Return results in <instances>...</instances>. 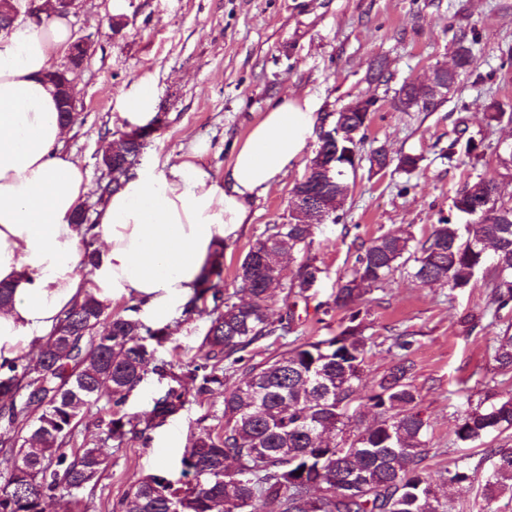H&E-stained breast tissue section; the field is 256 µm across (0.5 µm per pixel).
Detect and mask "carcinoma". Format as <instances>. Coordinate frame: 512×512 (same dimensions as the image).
<instances>
[{"label": "carcinoma", "mask_w": 512, "mask_h": 512, "mask_svg": "<svg viewBox=\"0 0 512 512\" xmlns=\"http://www.w3.org/2000/svg\"><path fill=\"white\" fill-rule=\"evenodd\" d=\"M455 85L459 74L473 67L472 44L455 39ZM371 120L369 112H339L337 124L357 131L355 139L322 149L333 158L336 179L321 183L315 174L302 186L328 206L326 220L336 223V196L346 197L347 179L356 174L361 145ZM458 131L454 148L480 157L482 142ZM370 168L395 165L412 173L421 158L404 154L392 160L385 148L372 151ZM456 212L472 218L433 225L418 245L412 238L381 235L361 244L351 272L338 284L337 307L346 312L341 330L318 341L297 339L281 354L254 363L250 347L286 331L283 320L269 317L273 290L284 293L288 322L294 321L297 299H308L322 269L310 255L312 227L293 217L267 225L239 263L235 279L249 300L237 303L224 293L218 279L223 264L217 258L203 269L190 306L184 313L210 302V325L182 375L154 401L144 419L125 410L127 401L146 376L167 373L166 364L152 365L155 346L169 340L172 327L150 330L138 317V306L112 313L109 305L86 293L60 319L38 347L6 365L0 373V512H45L51 500L59 512H98L97 489L112 466L96 445L70 452L82 416L110 389L102 407L107 416L104 438L122 446L160 426L189 401L203 403L215 392L223 395L219 411L197 420V433L182 457L183 473L192 476L185 490L173 488L160 474L131 484L112 512H446L424 466L428 454V425L418 410L413 383L414 364L406 356L381 376L367 404L373 424L358 433L350 430L364 374L371 337L364 335L361 304L373 289L389 282L395 272L411 266L414 280L464 289L483 273L487 304L483 316L500 318L512 303V200L499 183L480 178L454 198ZM89 225L83 241L82 265L93 263L99 233ZM296 263L292 279H279L280 258ZM495 361L512 370V324L495 339ZM193 385L189 393L181 382ZM512 429V394L487 406L466 411L455 430V442L470 445L493 432ZM349 435V454H338L336 438ZM485 476V499H512V448L491 450ZM353 479L355 493L336 495V486ZM444 482L470 483L465 467L446 471Z\"/></svg>", "instance_id": "1"}]
</instances>
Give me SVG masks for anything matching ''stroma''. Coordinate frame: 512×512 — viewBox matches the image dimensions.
I'll list each match as a JSON object with an SVG mask.
<instances>
[{
  "mask_svg": "<svg viewBox=\"0 0 512 512\" xmlns=\"http://www.w3.org/2000/svg\"><path fill=\"white\" fill-rule=\"evenodd\" d=\"M116 17L123 18L122 29L113 28ZM68 21L72 38L93 43L72 76L78 115L64 142L88 173L92 190L82 202L88 216L99 208L93 187L103 175L105 148L136 126L124 113V98L144 79L154 88L155 123L139 158L142 169L167 171L198 137L210 145L202 165L223 180L235 144L286 95L307 100L317 115L358 96L375 99L363 152L382 145L393 158L421 156L411 174L361 164L348 179L339 220L314 227L312 254L324 273L295 311L294 333L303 339L338 333L343 313L333 303L336 284L350 273L361 243L384 233L424 241L433 224L452 216V200L466 182L497 176L495 148L512 138L511 123L491 126L484 118L490 100L512 105V0H83ZM461 32L473 46L471 71L435 110L396 111L392 102L401 84L426 80L434 64L451 63L454 36ZM379 58L390 78L369 82L368 66ZM459 129L481 141L482 158L449 155ZM317 148V139H310L260 199L252 224L225 245L226 293L236 292V268L250 245L267 225L287 217L291 189ZM485 302L482 278L453 291L399 271L361 306L374 345L360 395H368L391 366L392 337L410 334L418 408L431 438L427 470L435 479L458 465L475 473L472 486L446 487L448 512H482L489 467L484 451L512 448V430L491 434L480 448L455 442V424L467 410L512 391V371L499 369L494 359L497 326L470 322ZM208 311L202 303L183 316L178 332L157 347L156 361L188 362L207 331ZM203 412L187 403L147 439L105 445L112 466L102 481L104 498L116 503L134 481L161 470L174 486L189 483L180 460Z\"/></svg>",
  "mask_w": 512,
  "mask_h": 512,
  "instance_id": "obj_1",
  "label": "stroma"
}]
</instances>
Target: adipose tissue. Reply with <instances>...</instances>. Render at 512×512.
Returning a JSON list of instances; mask_svg holds the SVG:
<instances>
[{
	"label": "adipose tissue",
	"mask_w": 512,
	"mask_h": 512,
	"mask_svg": "<svg viewBox=\"0 0 512 512\" xmlns=\"http://www.w3.org/2000/svg\"><path fill=\"white\" fill-rule=\"evenodd\" d=\"M66 19L0 32V363L38 346L87 292L134 299L142 317L169 322L184 310L206 262L253 220L259 199L285 176L311 139L308 102L283 97L235 148L223 181L197 164L206 143L158 174L142 169L96 213L105 242L91 280L77 266L86 227L73 215L88 174L62 144L67 126L44 76L68 46Z\"/></svg>",
	"instance_id": "adipose-tissue-1"
}]
</instances>
